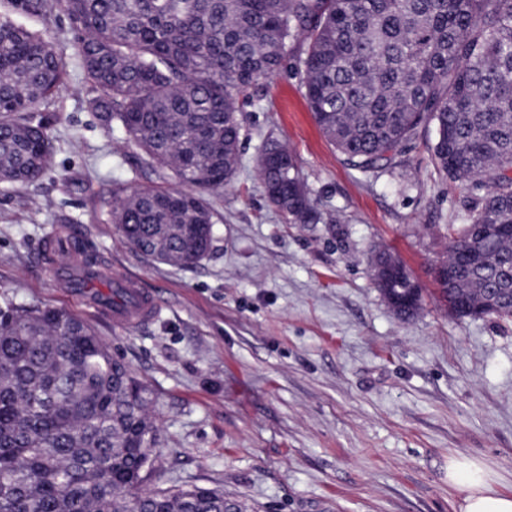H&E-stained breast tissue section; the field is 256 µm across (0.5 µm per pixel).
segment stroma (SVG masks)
Segmentation results:
<instances>
[{
	"instance_id": "obj_1",
	"label": "stroma",
	"mask_w": 512,
	"mask_h": 512,
	"mask_svg": "<svg viewBox=\"0 0 512 512\" xmlns=\"http://www.w3.org/2000/svg\"><path fill=\"white\" fill-rule=\"evenodd\" d=\"M55 38L66 81L51 99L53 164L0 184V299L65 309L91 326L148 390L159 443L152 489L202 487L247 512H456L448 459L462 454L512 494V320L459 318L433 278L449 227L485 194L440 175L431 126L391 164L351 167L309 111L295 64L246 94L241 163L214 193L217 242L179 267L136 252L112 222L115 183L159 186L120 128L88 108L96 91L68 19L12 14ZM286 145L324 221L292 224L269 205L255 161ZM78 230L104 268L138 279L162 311L133 329L93 312L55 270L56 237ZM423 289L397 319L370 273L375 251Z\"/></svg>"
}]
</instances>
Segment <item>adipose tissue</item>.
I'll use <instances>...</instances> for the list:
<instances>
[{
    "label": "adipose tissue",
    "mask_w": 512,
    "mask_h": 512,
    "mask_svg": "<svg viewBox=\"0 0 512 512\" xmlns=\"http://www.w3.org/2000/svg\"><path fill=\"white\" fill-rule=\"evenodd\" d=\"M448 483L460 493L458 512H512V496L498 490L497 475L474 459L450 457Z\"/></svg>",
    "instance_id": "adipose-tissue-1"
}]
</instances>
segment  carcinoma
Instances as JSON below:
<instances>
[{
    "label": "carcinoma",
    "mask_w": 512,
    "mask_h": 512,
    "mask_svg": "<svg viewBox=\"0 0 512 512\" xmlns=\"http://www.w3.org/2000/svg\"><path fill=\"white\" fill-rule=\"evenodd\" d=\"M63 11L98 95L176 189L114 192L112 221L154 261L192 266L216 241L207 196L239 165V101L298 57L330 143L362 172L389 163L421 125L436 170L488 180L446 262L455 315L512 317V0H9ZM65 64L43 35L0 17V182L25 186L53 160L50 99ZM257 171L294 224L323 213L295 157L268 140ZM142 387L91 327L52 306L0 304V512H229L210 489L144 488L157 429Z\"/></svg>",
    "instance_id": "obj_1"
}]
</instances>
